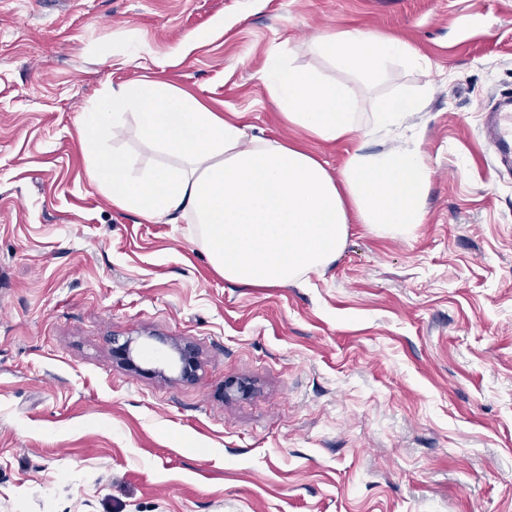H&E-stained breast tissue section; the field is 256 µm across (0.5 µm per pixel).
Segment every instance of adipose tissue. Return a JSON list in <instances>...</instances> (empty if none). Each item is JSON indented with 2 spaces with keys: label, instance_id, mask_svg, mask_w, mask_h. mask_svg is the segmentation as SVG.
<instances>
[{
  "label": "adipose tissue",
  "instance_id": "adipose-tissue-1",
  "mask_svg": "<svg viewBox=\"0 0 512 512\" xmlns=\"http://www.w3.org/2000/svg\"><path fill=\"white\" fill-rule=\"evenodd\" d=\"M313 46L364 82L409 56L401 41L358 29L321 33ZM258 76L288 125L323 142L364 132L385 148L351 153L335 176L296 146L249 136L245 124L193 95L137 80L78 118L90 180L144 222L195 224L215 269L247 287H285L325 272L351 220L378 237L404 236L423 223L432 170L417 141L395 136L421 110L420 97H387L363 112L348 84L296 64L287 49ZM130 123L159 163L141 169L133 154L106 148Z\"/></svg>",
  "mask_w": 512,
  "mask_h": 512
}]
</instances>
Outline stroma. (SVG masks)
I'll list each match as a JSON object with an SVG mask.
<instances>
[{"instance_id": "35a3bbf8", "label": "stroma", "mask_w": 512, "mask_h": 512, "mask_svg": "<svg viewBox=\"0 0 512 512\" xmlns=\"http://www.w3.org/2000/svg\"><path fill=\"white\" fill-rule=\"evenodd\" d=\"M355 28L417 64L355 83L310 48ZM284 47L365 109L424 94L425 219L233 285L193 225L113 208L76 120L146 78L334 175L382 149L285 124L257 76ZM505 95L512 0H0V512H512V163L483 134Z\"/></svg>"}]
</instances>
